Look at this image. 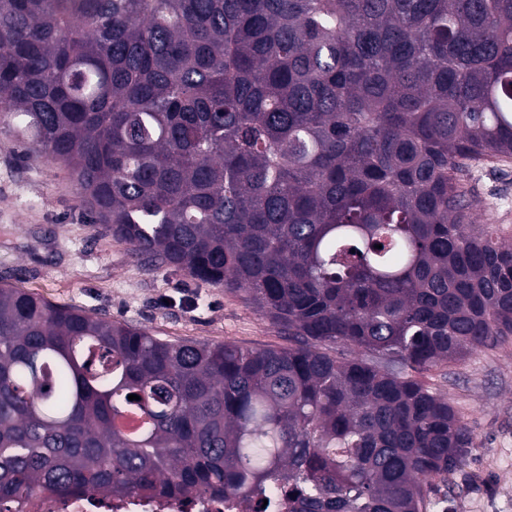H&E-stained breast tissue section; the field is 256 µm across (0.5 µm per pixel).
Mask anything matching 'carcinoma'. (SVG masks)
<instances>
[{
  "instance_id": "obj_1",
  "label": "carcinoma",
  "mask_w": 512,
  "mask_h": 512,
  "mask_svg": "<svg viewBox=\"0 0 512 512\" xmlns=\"http://www.w3.org/2000/svg\"><path fill=\"white\" fill-rule=\"evenodd\" d=\"M0 115L132 256L288 336L1 282L0 499L432 505L473 435L424 375L512 339V242L461 183L512 156V0H0Z\"/></svg>"
}]
</instances>
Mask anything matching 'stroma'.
<instances>
[{
	"label": "stroma",
	"mask_w": 512,
	"mask_h": 512,
	"mask_svg": "<svg viewBox=\"0 0 512 512\" xmlns=\"http://www.w3.org/2000/svg\"><path fill=\"white\" fill-rule=\"evenodd\" d=\"M486 224L512 234V158L474 163L463 179ZM0 279L58 305L125 320L166 338L284 346L287 338L243 292L136 261L90 223L67 170L23 150L0 120ZM474 434L449 475L453 512H512V343L430 371Z\"/></svg>",
	"instance_id": "obj_1"
}]
</instances>
